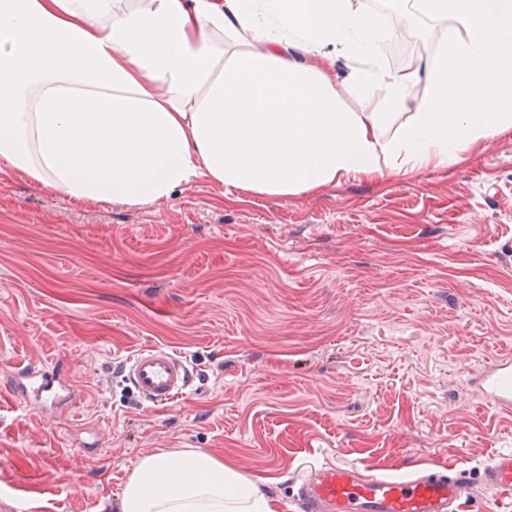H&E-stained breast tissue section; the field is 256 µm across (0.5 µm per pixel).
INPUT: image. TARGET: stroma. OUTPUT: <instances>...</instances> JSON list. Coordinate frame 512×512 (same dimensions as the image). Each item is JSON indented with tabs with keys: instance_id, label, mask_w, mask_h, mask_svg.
<instances>
[{
	"instance_id": "stroma-1",
	"label": "stroma",
	"mask_w": 512,
	"mask_h": 512,
	"mask_svg": "<svg viewBox=\"0 0 512 512\" xmlns=\"http://www.w3.org/2000/svg\"><path fill=\"white\" fill-rule=\"evenodd\" d=\"M149 346L195 372L164 407L122 383ZM512 357V136L448 171L249 197L81 203L0 172V512H121L145 457L198 448L290 512L306 466L477 477L512 414L470 375ZM69 363L49 415L6 384Z\"/></svg>"
}]
</instances>
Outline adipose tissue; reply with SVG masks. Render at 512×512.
<instances>
[{
	"label": "adipose tissue",
	"mask_w": 512,
	"mask_h": 512,
	"mask_svg": "<svg viewBox=\"0 0 512 512\" xmlns=\"http://www.w3.org/2000/svg\"><path fill=\"white\" fill-rule=\"evenodd\" d=\"M418 10L463 35L400 71L353 0H0V170L142 206L200 177L281 199L448 169L512 135V0ZM368 92L381 111L354 105ZM181 458L141 459L121 512H275L223 462Z\"/></svg>",
	"instance_id": "obj_1"
}]
</instances>
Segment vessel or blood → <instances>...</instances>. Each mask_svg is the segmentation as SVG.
Wrapping results in <instances>:
<instances>
[{"mask_svg":"<svg viewBox=\"0 0 512 512\" xmlns=\"http://www.w3.org/2000/svg\"><path fill=\"white\" fill-rule=\"evenodd\" d=\"M126 378L144 401L160 406L184 395L192 383L186 360L163 347H148L124 365ZM494 408L512 412V360L483 365L473 379ZM24 404L53 410L75 402L80 392L59 364L20 366L7 385ZM512 495V453L496 455L477 480L463 472L430 464L396 477L372 466L326 463L303 473L293 501L298 512H468L478 493Z\"/></svg>","mask_w":512,"mask_h":512,"instance_id":"b4317fda","label":"vessel or blood"}]
</instances>
